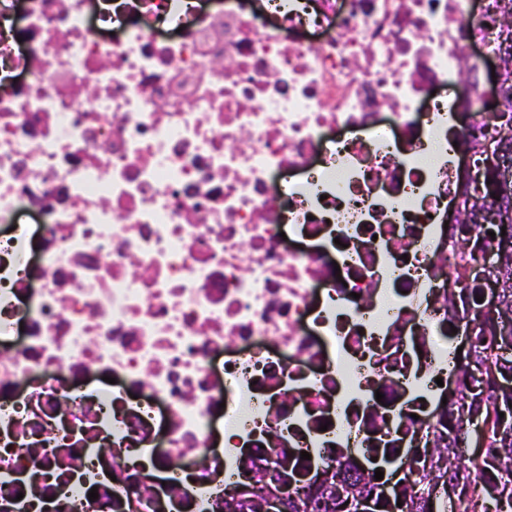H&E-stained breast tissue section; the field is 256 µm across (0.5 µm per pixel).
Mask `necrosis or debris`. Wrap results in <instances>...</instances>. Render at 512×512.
Segmentation results:
<instances>
[{
  "instance_id": "necrosis-or-debris-1",
  "label": "necrosis or debris",
  "mask_w": 512,
  "mask_h": 512,
  "mask_svg": "<svg viewBox=\"0 0 512 512\" xmlns=\"http://www.w3.org/2000/svg\"><path fill=\"white\" fill-rule=\"evenodd\" d=\"M497 10L0 0V512H224L253 456L295 499L427 430Z\"/></svg>"
}]
</instances>
